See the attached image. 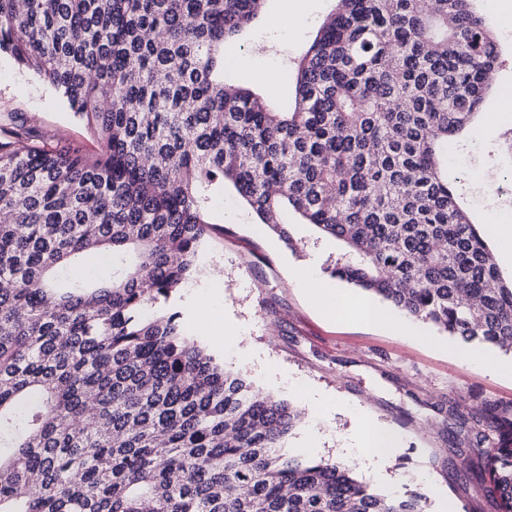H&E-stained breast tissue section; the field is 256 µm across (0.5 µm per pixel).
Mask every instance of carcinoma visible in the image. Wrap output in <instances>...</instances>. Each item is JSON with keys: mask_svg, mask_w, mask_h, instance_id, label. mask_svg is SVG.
Returning a JSON list of instances; mask_svg holds the SVG:
<instances>
[{"mask_svg": "<svg viewBox=\"0 0 512 512\" xmlns=\"http://www.w3.org/2000/svg\"><path fill=\"white\" fill-rule=\"evenodd\" d=\"M265 0H0V56L55 89L100 151L0 124V512H425L295 456L301 412L156 308L197 271L205 191L231 185L290 249L465 344L512 354V281L448 183L499 51L472 0H342L274 112L224 78ZM103 254L109 274L82 270ZM93 414H87L89 405ZM471 450L512 512V418Z\"/></svg>", "mask_w": 512, "mask_h": 512, "instance_id": "1", "label": "carcinoma"}]
</instances>
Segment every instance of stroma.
<instances>
[{"instance_id":"1","label":"stroma","mask_w":512,"mask_h":512,"mask_svg":"<svg viewBox=\"0 0 512 512\" xmlns=\"http://www.w3.org/2000/svg\"><path fill=\"white\" fill-rule=\"evenodd\" d=\"M497 2L474 3L502 50L491 89L472 131L450 140L446 152L448 179L460 183L468 216L480 226L512 225V206L489 190L492 176L512 179V155L497 149L503 128L512 127V111L498 96L500 87L512 88V24L502 21ZM335 7V0H304L307 24L296 32L281 22L294 0H266L262 16L225 48L231 77L265 97L269 108L291 109L296 64ZM271 71L277 74L272 83L267 80ZM10 114L37 130L57 132L63 144L89 152L97 148L52 88L1 57L0 121ZM204 218L210 228L199 249L198 270L170 305L201 348H209V335L218 333L221 363L242 373L256 390L293 403L309 391L324 397L321 414L289 436L290 453L347 466L373 490L391 497L419 492L427 512L437 508L438 487L456 512H497L482 464L467 448L474 425L460 423L449 410L462 401L474 407L512 405V378L471 360L474 346L454 341L431 324L400 319L391 305L382 307L384 322L361 321L358 311L366 293L327 270L341 243L296 216L288 218L299 245L294 252L259 223L232 187L210 192ZM219 264L224 282L215 289L208 274ZM311 267L322 287L339 290L342 308L320 310L309 302L302 280ZM364 419L397 441L381 480L370 479L350 450L352 434ZM452 437L462 444L461 452H451Z\"/></svg>"}]
</instances>
